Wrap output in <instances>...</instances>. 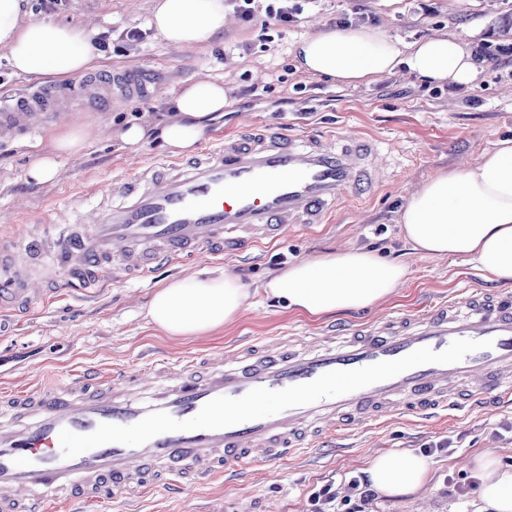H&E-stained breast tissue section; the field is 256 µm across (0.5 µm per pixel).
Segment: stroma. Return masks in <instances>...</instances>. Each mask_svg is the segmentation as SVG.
<instances>
[{
	"label": "stroma",
	"mask_w": 512,
	"mask_h": 512,
	"mask_svg": "<svg viewBox=\"0 0 512 512\" xmlns=\"http://www.w3.org/2000/svg\"><path fill=\"white\" fill-rule=\"evenodd\" d=\"M151 0H28L31 19L66 23L91 32L106 49L97 71L139 68L158 85L150 98L117 102L109 109L114 130L93 136L76 154L62 156L55 180L37 184L27 178L32 160L50 147L52 133L70 122L89 126L99 115L81 112L48 122L33 136L0 140V245L20 239L41 223L49 203L72 197L76 187L103 185L109 173L136 174L166 158L159 143L128 147L117 128L140 122L144 113L162 112L166 101L199 75L223 79L224 117L205 133L213 139L251 123H287L292 128L348 134L364 132L385 139L392 157L402 159L396 176L375 195L344 203L335 223L316 224L289 233L278 242H261L250 255L201 252L181 262L154 268L142 279L113 283L95 299L77 303L51 298L36 303L14 330L0 332V382L18 386L47 383L71 371L105 372L137 368L154 357L187 353L220 354L246 337L272 338L295 329L327 325L353 327L390 310L413 309L451 296L477 281L495 292L475 265L450 258L415 257L397 222L398 212L421 182L453 167L460 157L477 159L503 139H512V0H301L295 22L266 24L234 19L219 42L184 52L167 44L150 25ZM384 25L406 43L434 34H461L483 54V70L469 87H427L407 72L367 86L347 87L298 70L294 43L314 23L338 21ZM141 32L139 40L127 31ZM374 250L409 264L408 281L393 298L375 308L312 319L267 298L263 285L289 263L341 247ZM223 269L240 277L253 295L248 306L224 330L196 339H172L149 326L145 311L155 288L165 280ZM343 446L223 476L210 485L178 489L160 486L127 504L104 496L85 512H309V496L345 474L360 473L372 452L423 450L448 441L452 453L430 455L432 488L425 512H474L479 480L476 469H460L459 459L482 452L512 466V400L485 404L463 416L428 417L399 413L385 423L344 435ZM469 484L458 494L460 484Z\"/></svg>",
	"instance_id": "stroma-1"
}]
</instances>
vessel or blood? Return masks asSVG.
I'll use <instances>...</instances> for the list:
<instances>
[{"mask_svg":"<svg viewBox=\"0 0 512 512\" xmlns=\"http://www.w3.org/2000/svg\"><path fill=\"white\" fill-rule=\"evenodd\" d=\"M140 70L91 75L0 97V135H30L55 116L149 98ZM390 151L344 133L252 124L168 173L113 176L82 205L52 203L66 234L25 235L0 254V302L31 309L44 258L88 293L205 250L244 252L379 186ZM512 395V296L476 286L416 312L192 353L111 379L73 374L46 388L0 390V512L121 500L149 482L196 483L308 452L397 412L462 410Z\"/></svg>","mask_w":512,"mask_h":512,"instance_id":"vessel-or-blood-1","label":"vessel or blood"}]
</instances>
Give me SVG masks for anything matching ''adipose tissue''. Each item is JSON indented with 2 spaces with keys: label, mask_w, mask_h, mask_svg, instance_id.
I'll list each match as a JSON object with an SVG mask.
<instances>
[{
  "label": "adipose tissue",
  "mask_w": 512,
  "mask_h": 512,
  "mask_svg": "<svg viewBox=\"0 0 512 512\" xmlns=\"http://www.w3.org/2000/svg\"><path fill=\"white\" fill-rule=\"evenodd\" d=\"M26 0H0V47L22 77L63 79L91 69L96 51L86 31L26 20ZM151 23L161 38L181 50L208 47L227 25L224 0H153ZM299 70L347 85L398 74L400 68L423 85L470 86L482 70L466 41L437 35L404 43L381 27H316L295 43ZM227 102L224 82L205 78L186 85L166 103L161 117L120 131L121 142L140 144L155 132L174 155L195 150L211 121L222 117ZM91 130L70 125L51 137L52 151L28 169L38 183L55 179L57 158L78 151ZM398 222L404 238L422 257L475 262L490 281L512 285V140L484 151L471 164L442 169L411 193ZM408 268L362 248L310 256L278 271L264 290L288 310L309 317L367 309L402 288ZM249 298L233 274L214 270L176 278L156 288L146 316L172 338L209 336L235 321ZM481 476L475 512H512V467L495 454L474 461ZM372 490L384 496L424 498L432 479L429 461L411 450L375 454L365 470Z\"/></svg>",
  "instance_id": "obj_1"
}]
</instances>
